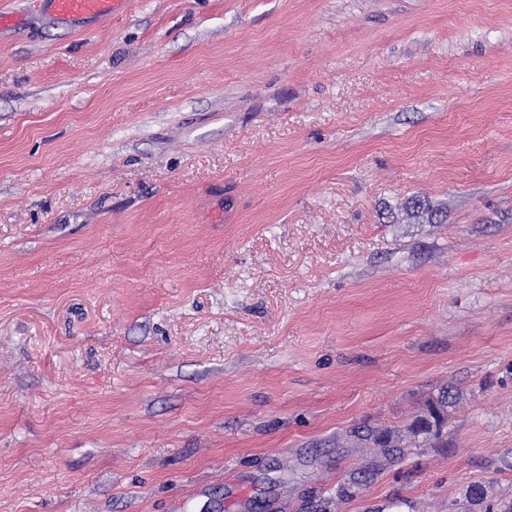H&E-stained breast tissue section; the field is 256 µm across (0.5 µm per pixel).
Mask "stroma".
Masks as SVG:
<instances>
[{"label":"stroma","mask_w":512,"mask_h":512,"mask_svg":"<svg viewBox=\"0 0 512 512\" xmlns=\"http://www.w3.org/2000/svg\"><path fill=\"white\" fill-rule=\"evenodd\" d=\"M0 15V512L512 501V0ZM449 398L452 397L448 394V390L442 391L435 401L429 403L427 414L418 416L412 422L409 430L413 438L406 447H410V445L416 447L417 443H420V438L422 443L427 441L433 434L439 433L440 427L445 420V408L450 404ZM429 419L433 420V425ZM392 438L391 435L377 434L369 430L366 431L365 435H362V440L380 448V452L385 460H394L405 455L403 449L397 448V446H390V439Z\"/></svg>","instance_id":"1"}]
</instances>
